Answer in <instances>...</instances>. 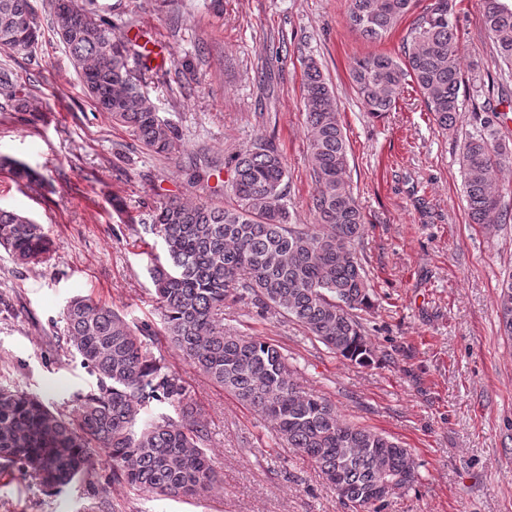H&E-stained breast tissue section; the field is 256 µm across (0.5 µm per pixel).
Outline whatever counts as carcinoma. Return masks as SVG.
Listing matches in <instances>:
<instances>
[{
  "mask_svg": "<svg viewBox=\"0 0 512 512\" xmlns=\"http://www.w3.org/2000/svg\"><path fill=\"white\" fill-rule=\"evenodd\" d=\"M350 0V24L380 41L407 17L401 56L358 60L350 79L373 116L392 111L408 88L445 132L459 121L460 48L451 0ZM50 14L85 93L99 112L129 130L145 148L170 155L178 128L156 112L145 91L147 45L112 33L96 0H49ZM484 27L512 75V4L483 0ZM39 25L31 0H0V52L30 56ZM302 107L317 223L294 224L287 204L284 157L269 140L234 156V203L215 207L178 197L163 199L150 215L163 255L149 269L161 328L129 323L111 306L71 297L64 335L96 389L76 397L65 414L24 391L0 387V460L23 478L62 491L104 462L112 480L159 498H203L221 476L204 446L207 431L186 382L149 348L163 336L212 381L271 424L274 444L311 460L338 495L362 512H381L371 497L380 482L405 490L418 480V463L395 439L341 417L336 406L305 392L292 377L279 345L224 330V302L249 300L304 327L332 353L364 365L372 348L356 311L368 307L369 286L356 246L365 219L347 181L346 133L332 88L312 58L303 62ZM0 95L22 110L26 88L0 71ZM471 223L488 229L506 220L493 173L512 162V146L488 121L460 145ZM18 181H40L27 163L0 157ZM0 247L21 265L42 264L52 252L43 226L0 207ZM497 314L512 340V270L498 283ZM158 402L174 415L141 419Z\"/></svg>",
  "mask_w": 512,
  "mask_h": 512,
  "instance_id": "cac0c4a2",
  "label": "carcinoma"
}]
</instances>
